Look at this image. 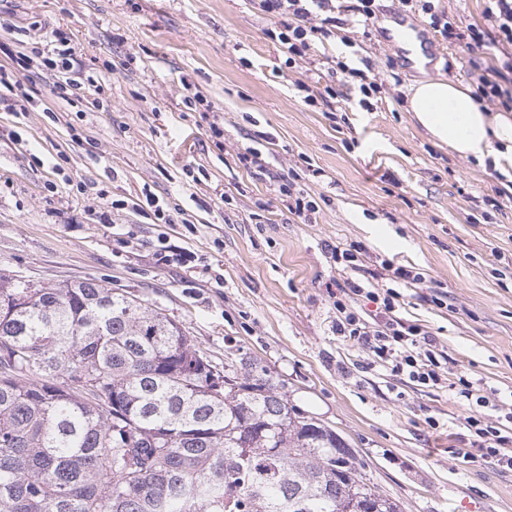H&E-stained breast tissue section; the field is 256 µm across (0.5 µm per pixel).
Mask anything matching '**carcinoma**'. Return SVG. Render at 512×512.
<instances>
[{
    "mask_svg": "<svg viewBox=\"0 0 512 512\" xmlns=\"http://www.w3.org/2000/svg\"><path fill=\"white\" fill-rule=\"evenodd\" d=\"M94 279L0 274V512H403L266 376Z\"/></svg>",
    "mask_w": 512,
    "mask_h": 512,
    "instance_id": "cac0c4a2",
    "label": "carcinoma"
}]
</instances>
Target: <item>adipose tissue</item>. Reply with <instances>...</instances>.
<instances>
[{
	"instance_id": "adipose-tissue-1",
	"label": "adipose tissue",
	"mask_w": 512,
	"mask_h": 512,
	"mask_svg": "<svg viewBox=\"0 0 512 512\" xmlns=\"http://www.w3.org/2000/svg\"><path fill=\"white\" fill-rule=\"evenodd\" d=\"M407 109L430 139L454 154L512 169V114L482 108L470 89L430 78L413 87Z\"/></svg>"
}]
</instances>
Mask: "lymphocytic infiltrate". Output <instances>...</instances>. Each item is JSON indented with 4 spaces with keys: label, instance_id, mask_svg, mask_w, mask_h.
Masks as SVG:
<instances>
[{
    "label": "lymphocytic infiltrate",
    "instance_id": "1",
    "mask_svg": "<svg viewBox=\"0 0 512 512\" xmlns=\"http://www.w3.org/2000/svg\"><path fill=\"white\" fill-rule=\"evenodd\" d=\"M265 15L276 19L279 42L288 62L305 57L315 42L327 39L336 24L333 0H257ZM429 25L445 40L474 49L492 44L501 56L493 76H479L475 97L512 111V0H483V13L490 29L476 25L459 26L446 14L436 12L433 0H418ZM56 45L45 54L41 68L55 73L54 93L58 99L71 101L85 91V81L72 78L74 57L66 33H51ZM344 274L336 281L333 305L336 332L348 337L372 359L373 366L406 376L422 385L447 384L454 398L479 414L467 416L464 426L472 437L471 445L481 456L490 458L504 470L512 471V411L500 413L491 391L478 379L455 376L453 360L421 324L397 316L402 285L422 284V272L382 262L379 269L365 266L364 245L330 243L326 246ZM375 303L374 313L365 315L357 308L359 300Z\"/></svg>",
    "mask_w": 512,
    "mask_h": 512
}]
</instances>
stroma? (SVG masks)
Masks as SVG:
<instances>
[{"label":"stroma","mask_w":512,"mask_h":512,"mask_svg":"<svg viewBox=\"0 0 512 512\" xmlns=\"http://www.w3.org/2000/svg\"><path fill=\"white\" fill-rule=\"evenodd\" d=\"M335 5L334 36L289 66L252 0H0L13 27L0 66L33 98L20 118L0 108V273L96 279L160 309L216 364L267 372L405 512H512V472L460 455L468 409L447 388L366 368L337 336L327 286L340 272L324 248L356 241L367 265L422 269L429 285L405 290L402 315L427 327L455 372L512 391V201L475 217L473 198L501 185L494 168L435 143L406 110L428 76L476 88L474 62L490 66L495 51L449 43L408 69L356 25L349 0ZM55 28L101 84L71 105L53 76L18 64ZM365 60L381 91L369 111L348 91L344 124L296 88L319 92L337 62ZM252 149L263 167L240 163ZM292 168L327 198L306 223L278 191ZM149 194L174 208L173 223H156ZM164 247L211 274L159 264Z\"/></svg>","instance_id":"1"}]
</instances>
